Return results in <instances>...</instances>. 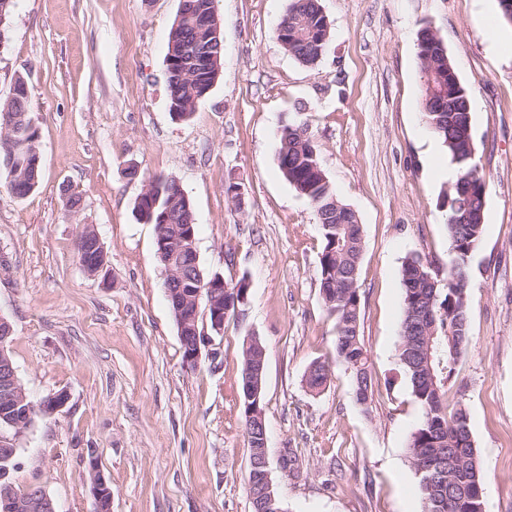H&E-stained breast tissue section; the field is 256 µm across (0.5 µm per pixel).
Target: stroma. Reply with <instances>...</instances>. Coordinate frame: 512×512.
Wrapping results in <instances>:
<instances>
[{"mask_svg": "<svg viewBox=\"0 0 512 512\" xmlns=\"http://www.w3.org/2000/svg\"><path fill=\"white\" fill-rule=\"evenodd\" d=\"M290 0H215L220 77L190 120L166 91L168 34L180 0H15L0 33V99L28 79L41 177L26 198L0 185V317L33 401L67 406L14 436L13 482L38 485L56 512H95L91 467L112 512H251L240 351L266 347L269 469L285 512H422L407 442L419 424L396 352L405 258L446 277L448 180L421 110L417 33L432 26L471 93L485 232L469 260V334L456 388L481 460L486 512H512V51L498 0H320L330 26L307 67L275 31ZM306 122L337 196L363 228L360 336L374 380L369 410L334 362L336 319L322 301V235L277 162L279 131ZM137 178L126 174L128 166ZM174 177L196 218L205 275L247 279L248 299L183 361L153 225L134 203L144 178ZM240 183L235 209L225 187ZM82 197L68 213L63 190ZM110 280L76 256L83 226ZM333 362L329 386L304 373ZM290 449L297 474L281 470ZM331 378V365L328 361H313L304 374V380L311 391L324 389ZM92 492L95 499L98 512L112 511V488L110 487L104 474L97 467H91Z\"/></svg>", "mask_w": 512, "mask_h": 512, "instance_id": "obj_1", "label": "stroma"}]
</instances>
